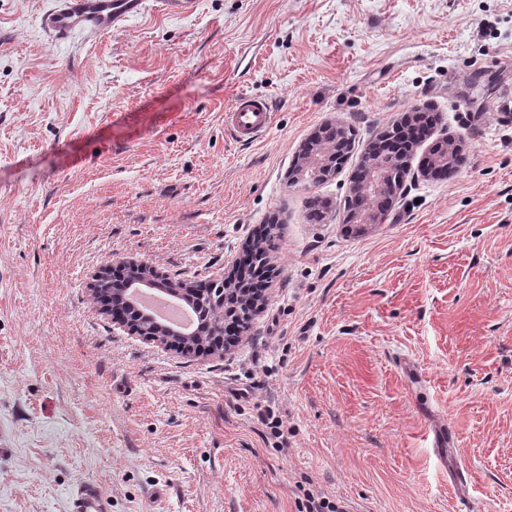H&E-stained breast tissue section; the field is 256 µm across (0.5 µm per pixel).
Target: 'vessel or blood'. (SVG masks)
<instances>
[{"label":"vessel or blood","instance_id":"vessel-or-blood-1","mask_svg":"<svg viewBox=\"0 0 512 512\" xmlns=\"http://www.w3.org/2000/svg\"><path fill=\"white\" fill-rule=\"evenodd\" d=\"M54 8L41 20L43 30L53 39L62 40L78 31L106 34L120 27L144 7V0H55ZM273 122L267 100L240 96L224 114V128L240 142L262 136ZM70 512H109L108 502L92 483L77 487L70 496Z\"/></svg>","mask_w":512,"mask_h":512}]
</instances>
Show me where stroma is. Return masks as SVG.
<instances>
[{"instance_id":"35a3bbf8","label":"stroma","mask_w":512,"mask_h":512,"mask_svg":"<svg viewBox=\"0 0 512 512\" xmlns=\"http://www.w3.org/2000/svg\"><path fill=\"white\" fill-rule=\"evenodd\" d=\"M53 5L0 0V512H69L87 482L110 512H297L308 491L512 512V0H197L60 41ZM244 94L274 112L249 143L224 130ZM415 109L431 136L357 230L363 153ZM327 124L346 163L289 184ZM443 138L464 160L428 175ZM270 223L264 309L224 354L129 335L88 290L130 258L223 279Z\"/></svg>"}]
</instances>
